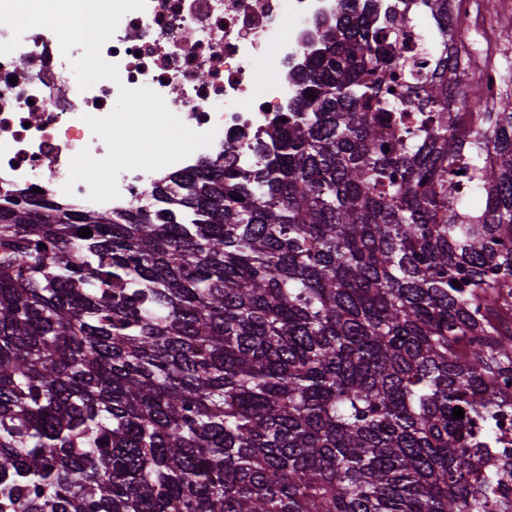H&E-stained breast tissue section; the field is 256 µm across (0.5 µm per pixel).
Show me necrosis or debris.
<instances>
[{
	"mask_svg": "<svg viewBox=\"0 0 512 512\" xmlns=\"http://www.w3.org/2000/svg\"><path fill=\"white\" fill-rule=\"evenodd\" d=\"M337 0H146L144 9L120 20L102 47L116 64L119 81H98L79 90L71 65L53 31L25 32L11 53L0 55V195L31 196L39 188L79 212L92 208L89 188L63 186L71 159L82 149L94 157L105 143L84 122L114 108L120 87H149L167 107L197 132L214 131L210 146L156 171L121 172L120 196L104 202L107 211H123L150 196L173 174L199 168L219 157L246 163L250 145L263 135L273 115L288 111L293 86L288 70L304 63L306 46L322 25L336 18ZM512 13V0H448V24L467 27L483 40L458 55L467 67L489 77L487 101L512 90L494 60L498 18ZM274 57L277 72L264 74L262 59Z\"/></svg>",
	"mask_w": 512,
	"mask_h": 512,
	"instance_id": "obj_1",
	"label": "necrosis or debris"
}]
</instances>
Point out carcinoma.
<instances>
[{"mask_svg":"<svg viewBox=\"0 0 512 512\" xmlns=\"http://www.w3.org/2000/svg\"><path fill=\"white\" fill-rule=\"evenodd\" d=\"M378 9L164 207L0 199V512H512V95L445 64L411 123Z\"/></svg>","mask_w":512,"mask_h":512,"instance_id":"carcinoma-1","label":"carcinoma"}]
</instances>
